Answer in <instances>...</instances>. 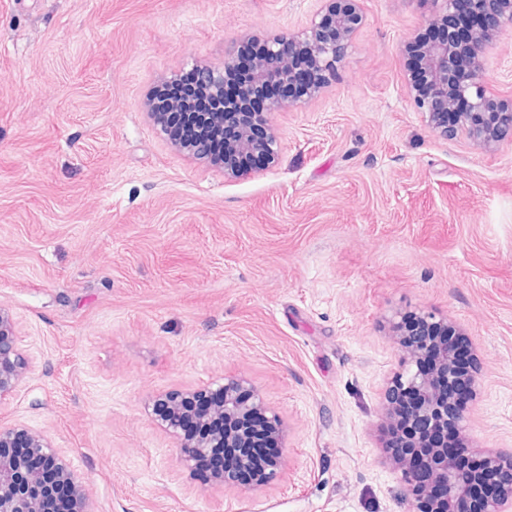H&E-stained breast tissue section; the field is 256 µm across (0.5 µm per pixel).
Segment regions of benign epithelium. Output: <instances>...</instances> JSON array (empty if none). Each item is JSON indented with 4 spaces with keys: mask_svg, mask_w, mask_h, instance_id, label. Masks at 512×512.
Masks as SVG:
<instances>
[{
    "mask_svg": "<svg viewBox=\"0 0 512 512\" xmlns=\"http://www.w3.org/2000/svg\"><path fill=\"white\" fill-rule=\"evenodd\" d=\"M326 6L301 34L274 39L265 44L261 57L251 64L252 89L258 93L268 84L288 83L286 94L267 103L264 118L297 104L293 93L306 89L313 96L336 76L337 64L345 56L347 42L362 24L359 0H325ZM437 10L432 26L438 37L419 49L420 77L433 91L423 94L417 88L409 69V41L403 49L407 91L415 107L423 112L429 126L442 137L467 134L475 141L491 144L500 138L504 128L512 127V105L494 98L488 89L481 63L485 45L497 31L512 24V0H434ZM237 55L224 60V70H210L202 82V90L216 101L224 99V71L234 66ZM469 72L467 81L458 83L455 71ZM452 112L454 123H442L440 116ZM202 120L218 126H236L237 137L224 142V174L237 177L248 172L235 160L241 154L263 158L272 163L278 154V143L270 124L265 134L251 130L243 114L205 112ZM425 319L436 326L433 337L411 346L402 345L409 368L399 373L389 395L405 392L412 396L410 418L420 426L429 425V434L409 440L412 448L428 447L425 462L431 481L443 489L436 512H475L470 497L471 485H483L490 492L480 512H512V457L487 456L484 472L476 477L460 472L448 457V439L443 427L452 413L447 385L454 379L455 351L448 348V334L460 333L446 318ZM26 364L17 348L15 322L9 311L0 307V398L19 391L25 379ZM245 383L229 379L186 394L166 398L171 408L169 419L158 418L177 441L178 448H192L190 455L180 454L183 466L195 472L197 459L212 448H239L252 445L260 458L261 469L253 486L264 484L277 470L283 455V435L277 430L270 438L276 448H267L257 438L261 427L253 417L266 414L261 398L253 393L250 400L241 399ZM216 396L206 413L198 417L195 410L181 405V400L197 393ZM51 489L54 507L62 512H91L84 482L70 466L69 460L39 430L0 424V512H49L44 489Z\"/></svg>",
    "mask_w": 512,
    "mask_h": 512,
    "instance_id": "7a95c632",
    "label": "benign epithelium"
}]
</instances>
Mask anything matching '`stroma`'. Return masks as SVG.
I'll return each mask as SVG.
<instances>
[{
	"label": "stroma",
	"instance_id": "stroma-1",
	"mask_svg": "<svg viewBox=\"0 0 512 512\" xmlns=\"http://www.w3.org/2000/svg\"><path fill=\"white\" fill-rule=\"evenodd\" d=\"M324 0H0V307L28 363L0 421L45 431L94 512H410L381 410L405 313L455 321L466 434L512 454V132L439 137L401 50L430 0H361L335 82L272 113L238 178L176 150L146 103L307 27ZM512 97V26L484 54ZM246 380L285 430L264 485L203 487L154 401Z\"/></svg>",
	"mask_w": 512,
	"mask_h": 512
}]
</instances>
